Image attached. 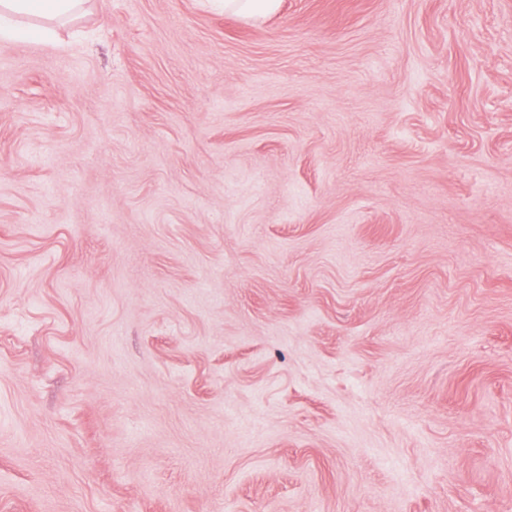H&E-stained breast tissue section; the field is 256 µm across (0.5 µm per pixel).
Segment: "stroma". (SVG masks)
Segmentation results:
<instances>
[{"instance_id":"obj_1","label":"stroma","mask_w":512,"mask_h":512,"mask_svg":"<svg viewBox=\"0 0 512 512\" xmlns=\"http://www.w3.org/2000/svg\"><path fill=\"white\" fill-rule=\"evenodd\" d=\"M0 38V512H512V0H85ZM215 2H220L224 6V13L252 20L276 13L281 4V0H216Z\"/></svg>"}]
</instances>
